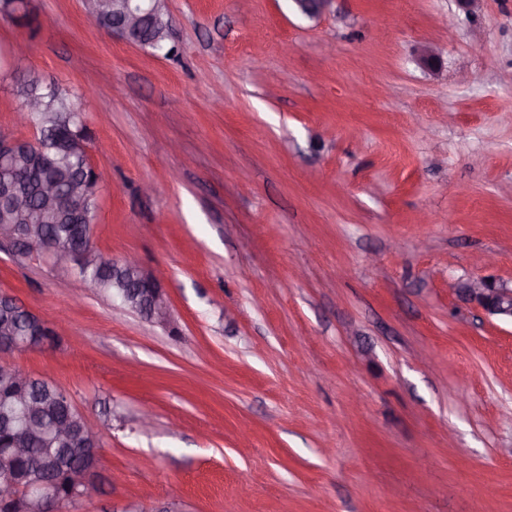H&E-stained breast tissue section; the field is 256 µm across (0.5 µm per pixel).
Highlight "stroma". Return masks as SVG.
I'll return each mask as SVG.
<instances>
[{"mask_svg": "<svg viewBox=\"0 0 512 512\" xmlns=\"http://www.w3.org/2000/svg\"><path fill=\"white\" fill-rule=\"evenodd\" d=\"M27 10L0 135L33 136L19 75L81 93L94 243L162 271L173 316L0 242V292L60 338L6 362L123 475L68 512H512V323L455 294L512 285V0H165L168 56L84 0Z\"/></svg>", "mask_w": 512, "mask_h": 512, "instance_id": "1", "label": "stroma"}]
</instances>
